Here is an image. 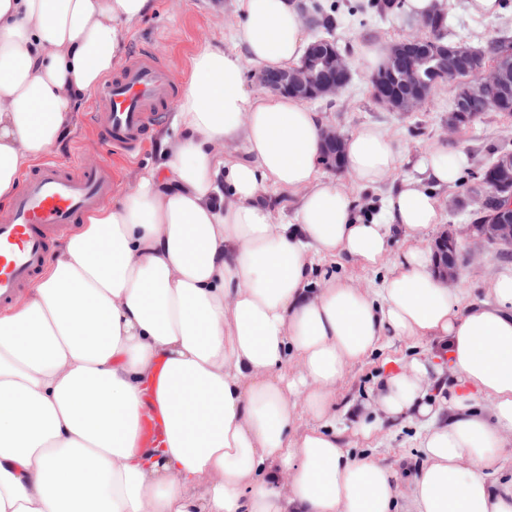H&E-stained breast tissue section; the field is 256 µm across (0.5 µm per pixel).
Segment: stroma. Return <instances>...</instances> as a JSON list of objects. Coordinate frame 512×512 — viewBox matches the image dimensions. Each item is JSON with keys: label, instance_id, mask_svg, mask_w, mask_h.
<instances>
[{"label": "stroma", "instance_id": "35a3bbf8", "mask_svg": "<svg viewBox=\"0 0 512 512\" xmlns=\"http://www.w3.org/2000/svg\"><path fill=\"white\" fill-rule=\"evenodd\" d=\"M338 7V26L334 38L339 51L351 68V80L346 89L330 100L310 102L312 111L318 112L324 125L332 126L343 134H350L365 124L381 127L393 138L400 150L397 170L378 187H362L344 172L320 166L324 181L340 184L355 201V211L360 216L376 214L382 198L395 190L403 179L413 176L419 159L435 143L447 144L449 149L463 152L468 157L467 166L461 171L466 186L451 184L437 188L443 202L441 229L461 227L469 223L474 206L470 189L480 165L492 158L501 141L512 142V119L498 113H485L472 126L452 133L448 130V109L454 97L455 85L448 82L439 86L429 103L415 112H393L379 105L368 88L369 72L358 63L356 48L360 43L372 41L384 45L403 39L411 33L412 20L404 10H396L387 17L376 14L352 13V6L362 0H332ZM468 0H448V39L461 41L481 48L496 37L512 36V0L492 16L470 13ZM242 16L236 0H155L153 13L129 34L127 49H145L157 52L161 63L166 64L178 81H185L191 57L202 45L209 44L227 51L242 52L239 37ZM95 103L87 97L73 114L72 125L54 154L67 159L74 153L94 154L100 149V140L89 124V115ZM172 113H163L151 127L141 150L128 155L115 151L107 162L115 172L119 189L125 190L134 181L135 174L144 166L158 164L165 159L163 139L171 133ZM404 237H395L390 253L378 268L358 263L324 260L317 263L316 272L326 270L350 279L362 289L369 288L390 273L396 258L407 248ZM512 269V257L504 258L501 251L490 247L480 263L464 268L458 285L464 291L465 302L488 300L487 283L498 272ZM425 348L424 343L394 339L351 366L337 384L336 434L340 442L353 452L365 451L395 464L401 458L417 457L418 429L411 423L383 425L371 436L363 434L345 414L346 407L366 401L379 376L384 374L389 362L407 361Z\"/></svg>", "mask_w": 512, "mask_h": 512}]
</instances>
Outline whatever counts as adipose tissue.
<instances>
[{
    "instance_id": "1",
    "label": "adipose tissue",
    "mask_w": 512,
    "mask_h": 512,
    "mask_svg": "<svg viewBox=\"0 0 512 512\" xmlns=\"http://www.w3.org/2000/svg\"><path fill=\"white\" fill-rule=\"evenodd\" d=\"M239 9L245 51L192 56L164 165L88 212L30 298L0 315V512H512V478L488 475L512 440V271L491 301L465 307L426 246L442 217L435 190L465 155L432 145L377 216L355 218L319 175V115L244 80L246 63L300 60L297 0ZM153 10L0 0V201ZM228 141L243 159H219ZM399 156L376 126L345 140L363 185ZM268 188L297 194L293 222L275 223ZM398 235L410 245L374 291L312 282L314 258L373 267ZM389 338L439 350L387 369L356 412L421 428L420 456L402 468L344 448L334 425L337 382ZM150 404L158 448L140 441Z\"/></svg>"
}]
</instances>
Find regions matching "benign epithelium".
<instances>
[{"label": "benign epithelium", "mask_w": 512, "mask_h": 512, "mask_svg": "<svg viewBox=\"0 0 512 512\" xmlns=\"http://www.w3.org/2000/svg\"><path fill=\"white\" fill-rule=\"evenodd\" d=\"M428 22H416L414 33L390 45L388 63L378 75L371 78L373 98L396 112H413L422 107L432 92L448 78V49L436 53L429 67L431 80H424L416 71L398 65V60L421 48L423 34ZM511 52L501 54L500 62L488 67L473 64L474 53L459 48L455 50L458 66L453 76L463 82L468 94H482L489 87L494 93L486 98V108L497 109L501 100L512 94V67L508 60ZM350 77V70L342 55L331 48L323 51L311 48L301 65L278 72L263 71L257 75L259 86L280 94H294L298 100L307 102L339 95ZM325 153L330 157L343 152L345 135L334 127L323 129ZM496 179L479 182L473 202L475 213L487 214L495 211L492 221L453 227L441 233L432 243L436 269L447 284L456 282L464 267L476 263L488 247L503 251L512 249V154L499 157Z\"/></svg>", "instance_id": "1"}]
</instances>
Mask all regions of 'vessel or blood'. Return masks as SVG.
Masks as SVG:
<instances>
[{"mask_svg":"<svg viewBox=\"0 0 512 512\" xmlns=\"http://www.w3.org/2000/svg\"><path fill=\"white\" fill-rule=\"evenodd\" d=\"M176 91L175 75L154 55H134L119 77L100 89L93 121L107 145L134 153L149 128L172 107ZM114 189L105 160L91 164L78 154L64 163L47 156L26 177L9 209L0 213V306L16 300L71 225ZM162 434V417L152 412L142 422L146 445L157 447Z\"/></svg>","mask_w":512,"mask_h":512,"instance_id":"obj_1","label":"vessel or blood"}]
</instances>
